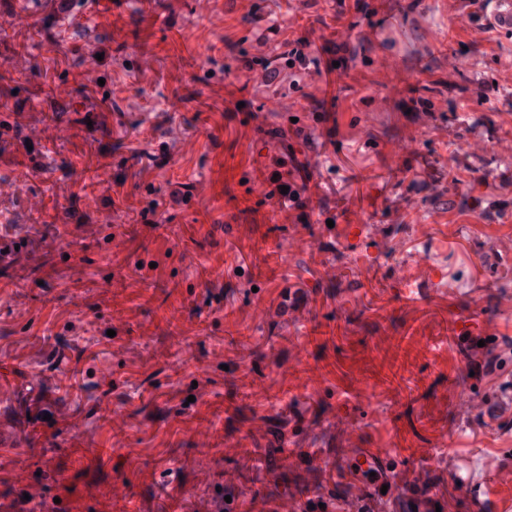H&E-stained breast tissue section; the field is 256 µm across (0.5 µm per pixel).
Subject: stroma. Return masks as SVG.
Segmentation results:
<instances>
[{
	"label": "stroma",
	"instance_id": "obj_1",
	"mask_svg": "<svg viewBox=\"0 0 512 512\" xmlns=\"http://www.w3.org/2000/svg\"><path fill=\"white\" fill-rule=\"evenodd\" d=\"M366 4L319 0L314 25L283 0H0V512H218L228 493L276 512L342 494L349 448L407 452L391 465L420 475L416 512H465L466 484L512 493V431L464 375L485 322L512 339V221L472 215L512 214V37L465 0ZM301 35L299 87L225 78ZM485 76L466 122L411 109ZM276 157L312 223L263 184ZM165 184L182 201L150 213ZM350 218L375 227L358 253Z\"/></svg>",
	"mask_w": 512,
	"mask_h": 512
}]
</instances>
